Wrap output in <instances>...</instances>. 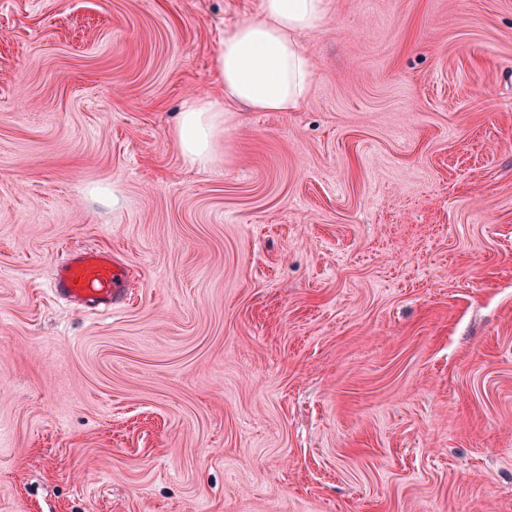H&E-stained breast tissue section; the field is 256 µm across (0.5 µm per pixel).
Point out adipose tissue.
<instances>
[{
  "instance_id": "1",
  "label": "adipose tissue",
  "mask_w": 512,
  "mask_h": 512,
  "mask_svg": "<svg viewBox=\"0 0 512 512\" xmlns=\"http://www.w3.org/2000/svg\"><path fill=\"white\" fill-rule=\"evenodd\" d=\"M329 0H261L257 19L224 30L212 60L224 86L223 101L202 98L182 112L174 138L185 163L206 167L228 107L255 112H295L314 90L313 66L299 34L315 29Z\"/></svg>"
}]
</instances>
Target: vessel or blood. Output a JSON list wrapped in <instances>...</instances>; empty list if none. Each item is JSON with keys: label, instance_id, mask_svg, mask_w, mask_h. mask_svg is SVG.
I'll use <instances>...</instances> for the list:
<instances>
[{"label": "vessel or blood", "instance_id": "b4317fda", "mask_svg": "<svg viewBox=\"0 0 512 512\" xmlns=\"http://www.w3.org/2000/svg\"><path fill=\"white\" fill-rule=\"evenodd\" d=\"M51 289L83 308L96 310L129 299V271L111 253L88 246L69 250L57 265Z\"/></svg>", "mask_w": 512, "mask_h": 512}]
</instances>
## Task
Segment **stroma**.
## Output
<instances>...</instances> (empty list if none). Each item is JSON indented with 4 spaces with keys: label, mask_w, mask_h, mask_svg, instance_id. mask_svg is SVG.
Instances as JSON below:
<instances>
[{
    "label": "stroma",
    "mask_w": 512,
    "mask_h": 512,
    "mask_svg": "<svg viewBox=\"0 0 512 512\" xmlns=\"http://www.w3.org/2000/svg\"><path fill=\"white\" fill-rule=\"evenodd\" d=\"M259 6L0 0V512H512V0H331L189 167ZM330 0H261L259 17L224 29L212 60L224 85V105L202 98L192 103L174 129L190 167L212 162V145L223 112L245 107L255 112H296L314 90L313 66L297 36L315 29ZM67 252L51 282L56 296L90 310L112 306L113 299H130L129 271L110 252L92 246Z\"/></svg>",
    "instance_id": "35a3bbf8"
}]
</instances>
